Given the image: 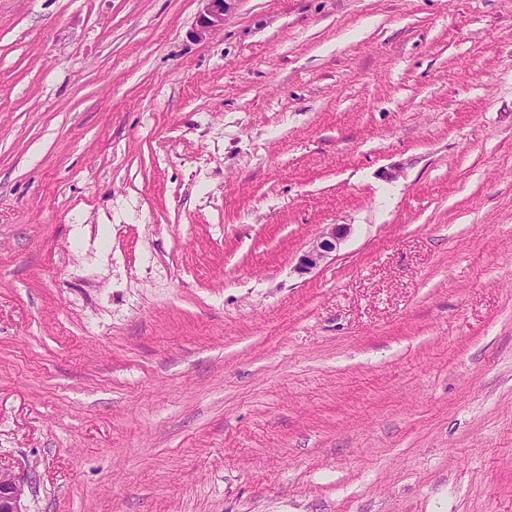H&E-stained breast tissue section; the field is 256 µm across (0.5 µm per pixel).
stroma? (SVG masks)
Masks as SVG:
<instances>
[{
    "mask_svg": "<svg viewBox=\"0 0 512 512\" xmlns=\"http://www.w3.org/2000/svg\"><path fill=\"white\" fill-rule=\"evenodd\" d=\"M203 11L0 0L26 512H512V0ZM206 2L205 13L202 16L200 35H206L224 25V12L227 7L226 0H202ZM314 239L309 248L298 258L295 269L301 274L310 273L316 269L338 246L350 230L346 224H329Z\"/></svg>",
    "mask_w": 512,
    "mask_h": 512,
    "instance_id": "1",
    "label": "stroma"
}]
</instances>
